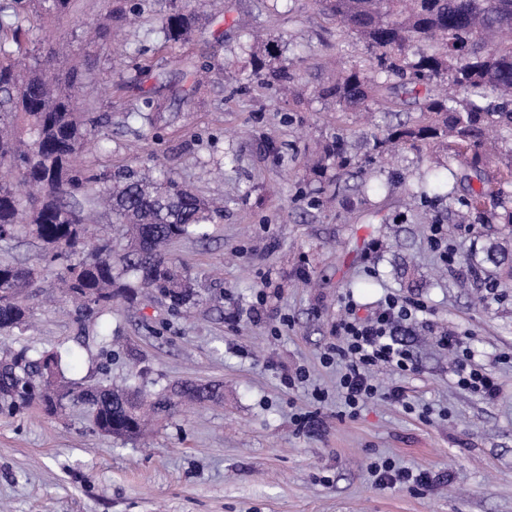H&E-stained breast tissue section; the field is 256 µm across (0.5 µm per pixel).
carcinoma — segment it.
I'll use <instances>...</instances> for the list:
<instances>
[{
	"label": "carcinoma",
	"instance_id": "obj_1",
	"mask_svg": "<svg viewBox=\"0 0 512 512\" xmlns=\"http://www.w3.org/2000/svg\"><path fill=\"white\" fill-rule=\"evenodd\" d=\"M369 51L365 64L341 66L336 80L316 90L343 111L369 105L382 88L402 87L422 96L419 116L373 136L372 150L411 143L454 140L461 162L487 156V131L512 128V109L488 102V94L512 100V0H318ZM72 0H0V241L30 238L54 269L64 301L86 328L112 311V298L132 299L146 289L179 312L202 300L192 274L165 253L170 243L204 239L224 217V206L182 184L168 170L153 175L127 167L110 175L83 161L97 139L98 118L82 98L83 75L58 69L63 47L55 31ZM198 0H169L162 31L169 41H186L200 17ZM279 43L269 38L248 46L252 72L274 86L290 83L288 67H273ZM336 174L319 161L312 173L325 191L352 158L334 141L324 148ZM494 199L474 190L463 201L467 214ZM122 227L120 247L102 233L99 220ZM474 273L493 272L512 283V252L499 242L468 258ZM41 272L25 263H0V332L23 331L33 309L28 290ZM61 351L34 353L27 347L0 352V418L24 416L35 406L58 417L64 402L88 408L96 432L119 440L139 437L150 418L185 403L223 398L222 387L184 382L145 393L133 379L75 385L65 380Z\"/></svg>",
	"mask_w": 512,
	"mask_h": 512
}]
</instances>
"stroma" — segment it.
<instances>
[{"label":"stroma","instance_id":"1","mask_svg":"<svg viewBox=\"0 0 512 512\" xmlns=\"http://www.w3.org/2000/svg\"><path fill=\"white\" fill-rule=\"evenodd\" d=\"M164 0H74L58 33L87 63L86 85L105 123L103 151L86 158L99 171L160 157L179 181L224 197V218L204 240H180L168 254L195 277L209 304L174 313L164 303L117 302L90 330L40 299L35 331L0 343L65 354L79 383L128 377L149 392L184 381H217L224 400L173 411L138 441L94 432L82 405L64 419L33 412L0 419V506L5 512H512V286L474 276L468 256L502 230L485 207L472 223L454 215L473 189L512 198L500 164L481 181L414 196L429 171L454 158L432 146L402 145L388 164L365 137L418 115L413 100L387 93L369 114L317 98L340 60L363 61L364 43L317 0H222L204 11L190 41L162 39ZM141 9L140 21H114L111 46L93 42L90 23L108 7ZM280 36V60L303 93L292 97L242 74L248 33ZM211 71L201 89L193 74ZM150 98L166 101L153 120ZM341 139L354 163L335 199L316 190L306 152ZM445 225L454 261L430 243ZM427 306L402 332L418 369L384 368L383 391L357 416L341 412L342 368L321 361L336 343L344 301L367 315L386 295ZM464 337L473 362L495 378L489 402L457 383V363L437 336ZM118 340L100 371L99 339ZM305 373L289 388L285 377ZM402 389L405 403L386 399ZM317 414V431L300 419ZM429 471L416 493L374 484L372 463Z\"/></svg>","mask_w":512,"mask_h":512}]
</instances>
